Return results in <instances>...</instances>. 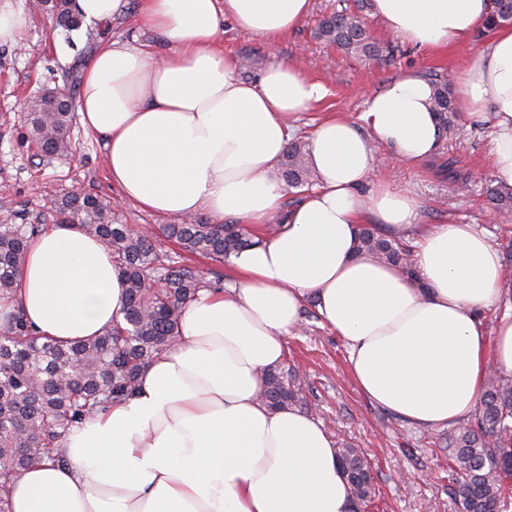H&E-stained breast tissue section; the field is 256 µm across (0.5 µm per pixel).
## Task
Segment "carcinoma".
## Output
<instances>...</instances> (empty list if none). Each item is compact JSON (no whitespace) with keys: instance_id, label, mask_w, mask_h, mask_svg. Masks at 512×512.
I'll use <instances>...</instances> for the list:
<instances>
[{"instance_id":"cac0c4a2","label":"carcinoma","mask_w":512,"mask_h":512,"mask_svg":"<svg viewBox=\"0 0 512 512\" xmlns=\"http://www.w3.org/2000/svg\"><path fill=\"white\" fill-rule=\"evenodd\" d=\"M56 27L70 33L82 27L72 0H52ZM512 24V0H493L481 34ZM317 37L347 52L377 60L392 56V47L375 40L361 15L347 9L319 19ZM432 108L440 122L454 124L456 111L448 81L431 79ZM72 101L49 96L28 113L31 141L45 155L71 149ZM282 175L291 188L314 185L307 162V143L291 141L283 156ZM491 199L505 215L512 214V186L499 183ZM57 223L78 224L112 253V263L126 288L121 322L91 341L63 345L32 333L15 314L0 325V490L11 475L47 456L71 427L106 404L130 396L141 369L180 339L181 309L203 288L223 289V276L203 280L194 270L176 266L158 244V234L192 254L222 259L250 246L252 238L233 224L190 221L166 224L149 232L124 224L112 199L82 192L53 201ZM39 224H0V300L13 294L21 260ZM357 249L372 254L408 277L415 274L410 251L374 225L362 227ZM264 400L274 409L301 402L296 376L285 370L267 374ZM450 493L461 512H508L512 506V378L489 372L475 413L446 435ZM355 500L375 495L370 465L356 448L338 449Z\"/></svg>"}]
</instances>
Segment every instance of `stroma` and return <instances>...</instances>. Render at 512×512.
Instances as JSON below:
<instances>
[{
	"label": "stroma",
	"instance_id": "stroma-1",
	"mask_svg": "<svg viewBox=\"0 0 512 512\" xmlns=\"http://www.w3.org/2000/svg\"><path fill=\"white\" fill-rule=\"evenodd\" d=\"M370 0H312L307 17L276 44L225 23L220 34L224 52L234 61H248L238 70L253 82L269 65L300 60L303 73L323 83L326 98L302 115L297 136H306L314 121L334 113L360 123L371 97L400 73L417 69L451 80L464 70L481 37L455 48H419L401 41L372 14ZM29 17L25 43L0 45V224H55L51 202L81 188L118 199L109 177L101 137L85 133L80 123L70 130L72 149L59 156L37 153L29 139L25 103L48 91L77 97L78 84L64 82L63 72L81 76L96 42L120 37L155 43V36L138 32L130 18H119L73 34L54 27L48 12L35 0H22ZM361 9L377 40L391 43L393 61L384 63L346 53L315 35L318 20L336 10ZM486 123L458 114L437 153L418 163L392 160V152L376 146L384 161L377 176L413 192L422 203L423 224H474L491 238L512 236V222L501 221L488 201L495 174ZM454 159L467 177L469 190L456 188L441 170ZM284 369L295 370L302 387L301 411L318 420L338 447L360 449L366 456L376 494L358 512H460L448 495V459L442 449L445 433L418 429L371 404L354 383L342 341L320 321L313 307L303 311L300 326L287 339Z\"/></svg>",
	"mask_w": 512,
	"mask_h": 512
}]
</instances>
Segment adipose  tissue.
<instances>
[{"mask_svg": "<svg viewBox=\"0 0 512 512\" xmlns=\"http://www.w3.org/2000/svg\"><path fill=\"white\" fill-rule=\"evenodd\" d=\"M311 0H74L85 24L134 11L161 49L102 39L81 76L80 123L105 140L123 200L161 216L207 214L257 226L233 254L223 290L180 312L181 341L152 358L134 393L61 439L52 458L12 477L8 512H356L332 439L297 408L260 398L267 371L306 306L343 341L374 405L410 426L446 429L476 408L488 367L512 376V315L487 337L484 311L511 288L502 258L472 224H422L410 191L377 178L375 144L403 162L433 156L444 131L428 78L408 71L369 101L362 126L333 114L311 130L314 186L284 209L278 166L300 114L327 94L280 62L240 81L224 22L275 41ZM407 43L467 44L490 0H372ZM461 110L487 122L495 176L512 185V28L498 29L455 79ZM279 229L263 232L275 213ZM413 244L416 278L356 250L368 219ZM125 289L110 252L77 225L29 246L0 324L22 313L58 342L122 320Z\"/></svg>", "mask_w": 512, "mask_h": 512, "instance_id": "1", "label": "adipose tissue"}]
</instances>
